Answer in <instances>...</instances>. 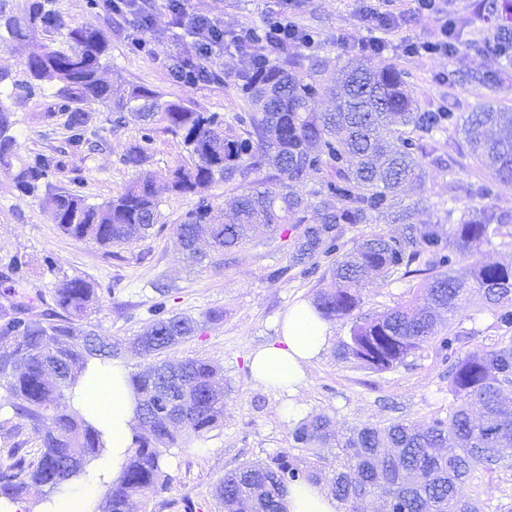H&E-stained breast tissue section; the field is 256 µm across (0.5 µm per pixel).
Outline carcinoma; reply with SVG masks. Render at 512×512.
Here are the masks:
<instances>
[{
  "instance_id": "obj_1",
  "label": "carcinoma",
  "mask_w": 512,
  "mask_h": 512,
  "mask_svg": "<svg viewBox=\"0 0 512 512\" xmlns=\"http://www.w3.org/2000/svg\"><path fill=\"white\" fill-rule=\"evenodd\" d=\"M48 0H0V44L12 46L36 34L60 35L57 47L29 56L16 73L0 71V169L13 172L17 190L39 201L61 232L103 247L131 244L150 236L160 223L158 192L145 169L147 145L156 125L180 138L190 161L176 162L167 190L195 198L173 231L197 265L208 255L197 248L199 229L207 228L211 248L221 255L259 234L295 233L292 261L301 274L320 269L330 284L316 292L313 306L327 320L349 317L359 304L357 290L372 275H423L428 286L414 302L364 317L342 342L340 358L377 372L393 369L423 346L457 352L469 337L437 335V313L458 312L465 294L482 293L500 328L512 327V265L486 264L475 256L493 236L512 238V214L483 207L458 224H406L398 236L372 233L353 251L344 249L343 228L367 224L395 207L399 189L422 182L426 154L407 131L431 133L448 122L461 127L470 156L493 171L501 185H512V112L483 106L461 119L455 113L422 112L403 74L346 63L336 86L319 78L318 65L284 42L258 50L240 72V91L250 112L236 120L243 132L224 129V116L165 100L155 90L102 79L109 43L93 27L70 28L46 8ZM57 82L56 109L66 116L68 146L79 151L101 137L92 112L99 103L112 114V127L140 123V141L122 162L134 176L119 194L93 205L51 178L65 168L66 152L19 155L12 134L11 107ZM320 180L318 201L296 189L305 179ZM217 180L237 184L235 207L226 214L207 194ZM424 267H413L421 254ZM473 259L460 265V259ZM27 265L17 254L0 273L10 292L21 286ZM101 288L65 276L54 287L55 308L32 312L23 301L0 307V382L5 383L11 415L0 419V436L10 440L24 430L38 443L35 456L22 452L26 441L11 443L8 462H0V498L31 503L26 512L49 502L62 487L79 480L106 448L103 430L71 405L72 389L95 359L119 357L118 344L75 322L91 314ZM152 325L133 338L151 358L129 374L137 399L138 424L118 479L103 483L91 512H129L133 498L149 502L169 488L163 457L184 435L202 439L224 420L220 367L202 358L176 364L159 359L196 335L200 321L167 309L168 289L160 288ZM454 403L445 418L424 424L395 420L363 424L341 433L326 415L299 421L293 447L339 449L336 464L318 455L302 463L286 450L263 462H245L224 474L215 489L220 512H285L283 497L294 483L326 484L344 512H370L375 493L395 500L397 512H478L473 487L477 473L512 464V345L473 347L448 372ZM494 448L498 456L480 449ZM419 474L411 485L400 467ZM39 496L28 499L30 489Z\"/></svg>"
}]
</instances>
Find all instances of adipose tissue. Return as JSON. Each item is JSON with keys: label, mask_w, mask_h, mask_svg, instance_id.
Returning a JSON list of instances; mask_svg holds the SVG:
<instances>
[{"label": "adipose tissue", "mask_w": 512, "mask_h": 512, "mask_svg": "<svg viewBox=\"0 0 512 512\" xmlns=\"http://www.w3.org/2000/svg\"><path fill=\"white\" fill-rule=\"evenodd\" d=\"M328 339V324L311 303L292 306L282 318L278 335L251 352L249 367L254 381L293 397L307 382L309 367L325 350ZM127 376L126 366L115 360L98 365L96 373L85 374L76 387L75 409L96 420L111 437L112 454L91 468L87 480L67 489L54 512H85L86 503L96 494L98 474L108 469L120 474L136 424L135 397ZM284 504L286 512H338V503L330 493L309 484L289 486Z\"/></svg>", "instance_id": "obj_1"}]
</instances>
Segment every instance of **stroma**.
<instances>
[{"label":"stroma","mask_w":512,"mask_h":512,"mask_svg":"<svg viewBox=\"0 0 512 512\" xmlns=\"http://www.w3.org/2000/svg\"><path fill=\"white\" fill-rule=\"evenodd\" d=\"M369 4L370 0H193L196 12L223 25L224 50L210 62L214 81L191 86L177 80L166 66L175 42L165 11L155 10L154 25L145 35L135 20L119 21L105 10H89L87 0H52L54 9L72 25H92L107 33L106 78L141 84L164 99L223 113L236 134L242 128L235 117L248 109L236 76L251 65L252 51L236 49L233 38L241 28H261L264 18L277 12L287 13L311 31L315 46L309 54L322 63V80L334 77L337 68L351 59L392 64L404 73L423 111L463 114L482 104L512 110V62L492 49L497 29L512 26V0H437L432 12L401 21L393 30L363 20L362 10ZM446 24L451 27L452 52L407 55L408 45L436 39ZM375 40L381 47L373 51L369 45ZM478 74H497L501 80L495 85L478 83L474 80ZM57 88V83H43L35 96L14 107L13 132L21 155L67 150L65 115L55 114L51 121L44 118L52 112ZM138 137L139 127L133 123L106 132L98 146L69 153L55 183L91 204L118 194L132 177L121 159ZM422 144L431 157L428 175L422 185L405 188L398 203L411 209L415 224L459 223L473 201L451 191V182H489L493 175L468 155L454 127L424 137ZM183 154L179 137L156 131L146 167L160 189L164 227L137 243L107 248L63 234L39 202L21 197L10 174L0 170V268L14 255H26L25 290L33 296L37 310L52 306L53 288L63 277L79 276L104 287L106 293L89 321L99 334L119 341L121 360L135 372L146 359L128 340L153 322L155 286L164 283L170 289L169 310L203 322L196 336L166 351L165 359L204 358L221 368L227 388L223 425L206 438L191 436L181 447L170 449L164 461L172 477L170 487L149 506L133 500L130 512H184L186 500L193 504V512H218L215 486L227 471L246 461L266 460L289 447L295 422L285 417L284 408L292 397L256 384L248 356L276 336L277 320L291 305L312 300L324 286L319 277H304L295 269L273 278L274 270L290 262L293 240L283 236L253 238L218 256L216 264L191 265L172 231L191 200L166 189L170 169ZM424 285L421 276L374 277L371 285L360 289L353 318L330 321L328 346L293 397L302 404L304 415L329 416L342 431L364 423L383 425L396 418L425 422L447 416L452 402L448 364L435 344L384 372L362 368L338 355L354 318L407 304ZM212 308L223 310V320L204 321L205 312ZM450 328L471 336L476 346L491 347L512 339V333L497 327L476 296L464 303ZM480 480L482 512H512V466L482 473Z\"/></svg>","instance_id":"1"}]
</instances>
